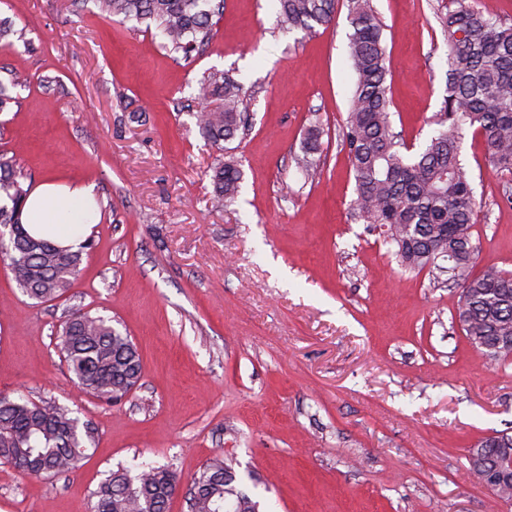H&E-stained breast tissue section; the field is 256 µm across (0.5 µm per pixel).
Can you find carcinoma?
I'll return each instance as SVG.
<instances>
[{"label": "carcinoma", "mask_w": 512, "mask_h": 512, "mask_svg": "<svg viewBox=\"0 0 512 512\" xmlns=\"http://www.w3.org/2000/svg\"><path fill=\"white\" fill-rule=\"evenodd\" d=\"M106 17L155 25L163 46L189 59L213 38L214 18L224 0H98ZM278 17L290 30L311 33L328 25L338 0H277ZM350 59L356 75L342 129L354 178L352 208L380 229L384 244L404 270L428 271L434 282L462 289L455 318L469 342L496 360L512 340V272L496 266L473 274L478 256L473 242L477 202L461 160L465 128L481 133L491 170L512 175V26L485 14L477 0H452L440 17L448 46L446 95L437 114L439 128L417 152L395 132L388 84L384 25L372 0H347ZM242 87L222 72L199 82L197 98L221 105L197 112L205 140L224 150L247 127ZM321 131L310 126L299 167L314 176L321 153ZM243 172L229 154L212 169V203L223 208L237 198ZM13 157L0 152V257L8 261L18 288L29 298L51 302L62 297L81 273L82 252L32 236L23 224L28 190ZM448 279H441L442 275ZM56 347L74 382L84 392L114 403L138 385L140 358L130 336L110 320L74 309L57 332ZM91 435L65 406L35 404L19 395L0 394V464L31 476L74 469ZM512 449V433L502 431L478 443L471 457L489 477L500 451ZM178 482L175 472L146 466L136 474L113 472L93 493L92 512H166ZM233 467L214 457L190 483L191 512H258V504L235 485Z\"/></svg>", "instance_id": "obj_1"}]
</instances>
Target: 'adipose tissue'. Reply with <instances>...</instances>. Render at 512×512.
I'll return each mask as SVG.
<instances>
[{
	"label": "adipose tissue",
	"instance_id": "adipose-tissue-1",
	"mask_svg": "<svg viewBox=\"0 0 512 512\" xmlns=\"http://www.w3.org/2000/svg\"><path fill=\"white\" fill-rule=\"evenodd\" d=\"M24 218L30 232L77 249L100 219L88 184L45 181L27 196Z\"/></svg>",
	"mask_w": 512,
	"mask_h": 512
}]
</instances>
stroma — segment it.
<instances>
[{"instance_id":"1","label":"stroma","mask_w":512,"mask_h":512,"mask_svg":"<svg viewBox=\"0 0 512 512\" xmlns=\"http://www.w3.org/2000/svg\"><path fill=\"white\" fill-rule=\"evenodd\" d=\"M385 27L393 120L422 145L445 94L448 0H372ZM346 5L305 34L275 0H224L214 38L184 59L156 29L97 0H0V80L26 84L0 112V151L36 186L94 185L100 220L82 271L38 303L0 261V393L68 406L95 441L75 470L0 466V512H90L112 470L147 462L189 482L216 455L260 512H512L470 448L512 432V359L489 360L455 320L459 289L402 272L354 217L342 126L355 85ZM241 83L251 115L230 143L235 201L212 207L219 156L199 133L198 81ZM320 122V174L295 159ZM479 266L512 271V205L465 129ZM112 321L142 358L117 403L74 384L56 348L72 308Z\"/></svg>"}]
</instances>
